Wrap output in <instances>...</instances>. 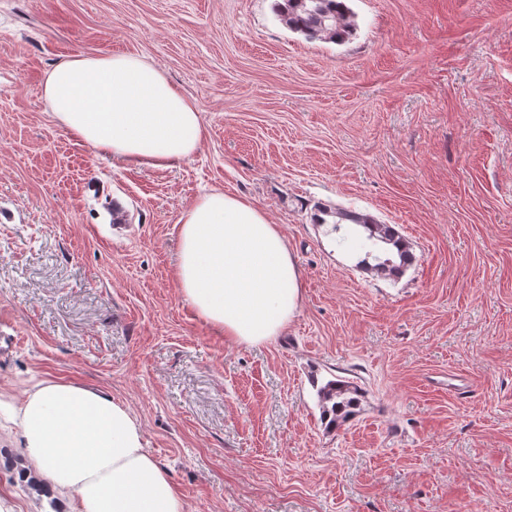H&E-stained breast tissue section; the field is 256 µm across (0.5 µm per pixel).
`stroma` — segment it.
Returning a JSON list of instances; mask_svg holds the SVG:
<instances>
[{
  "mask_svg": "<svg viewBox=\"0 0 512 512\" xmlns=\"http://www.w3.org/2000/svg\"><path fill=\"white\" fill-rule=\"evenodd\" d=\"M274 0H0V512L31 380L109 394L186 512H512V0H349L342 44ZM146 57L206 127L132 167L57 124L56 64ZM280 225L302 277L285 329L231 344L174 279L180 211L211 188ZM391 225L413 260L357 265L319 209ZM358 384L321 420L314 380ZM322 419L329 427H340L360 409L363 392L349 378L332 376L317 389Z\"/></svg>",
  "mask_w": 512,
  "mask_h": 512,
  "instance_id": "stroma-1",
  "label": "stroma"
}]
</instances>
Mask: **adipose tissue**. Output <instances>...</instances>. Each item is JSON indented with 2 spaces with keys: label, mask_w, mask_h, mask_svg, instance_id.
I'll list each match as a JSON object with an SVG mask.
<instances>
[{
  "label": "adipose tissue",
  "mask_w": 512,
  "mask_h": 512,
  "mask_svg": "<svg viewBox=\"0 0 512 512\" xmlns=\"http://www.w3.org/2000/svg\"><path fill=\"white\" fill-rule=\"evenodd\" d=\"M43 97L59 125L129 165L178 167L205 139L196 103L133 54L70 58L46 76ZM175 228V279L198 316L237 344L278 335L301 294L279 225L248 199L212 189L181 211ZM18 418L41 488L63 512H185L183 494L111 396L42 381L26 392Z\"/></svg>",
  "instance_id": "obj_1"
}]
</instances>
